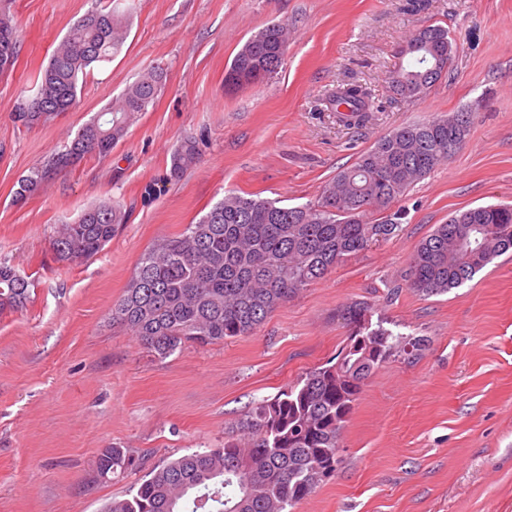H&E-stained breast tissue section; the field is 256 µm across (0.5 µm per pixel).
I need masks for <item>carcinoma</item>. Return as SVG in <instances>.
Segmentation results:
<instances>
[{
  "mask_svg": "<svg viewBox=\"0 0 512 512\" xmlns=\"http://www.w3.org/2000/svg\"><path fill=\"white\" fill-rule=\"evenodd\" d=\"M134 6L118 9L95 0L54 47L45 69L34 78L35 96L21 101L14 120L32 127L69 111L79 86L97 66L118 55L129 36ZM13 18L0 14V73L18 56ZM288 50L287 29L274 23L248 41L224 73V90L261 84L281 66ZM453 47L448 29L417 30L386 77L404 100H419L450 77ZM157 66L128 84L122 94L85 122L65 150L32 170L18 185L13 203L26 202L58 172L86 158H106L165 86ZM336 118L360 125L376 110L363 86L343 84L327 98ZM465 112L403 125L379 138L357 161L336 174L316 204L284 206L277 199L230 192L196 223L185 225L145 251L124 294L111 310L112 321L160 356L185 341L203 345L255 333L268 316L304 288L326 277L348 257L390 241L399 230L390 208L466 143L472 122ZM197 141L184 139L171 157L177 177L196 159ZM125 213L110 203L84 209L54 241L62 263H81L112 240ZM512 253V206L487 205L459 211L423 238L409 258V288L422 296L448 292L471 280L497 256ZM30 282L0 259V314L24 307ZM367 302L336 309L349 328L334 364H324L262 400L245 414L247 445L194 452L152 469L126 498L106 512H288L336 474L341 433L365 381L397 354L410 355L427 339L396 334L373 321ZM139 467L125 448L103 449L97 472L123 475Z\"/></svg>",
  "mask_w": 512,
  "mask_h": 512,
  "instance_id": "1",
  "label": "carcinoma"
}]
</instances>
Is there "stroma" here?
<instances>
[{
	"label": "stroma",
	"instance_id": "35a3bbf8",
	"mask_svg": "<svg viewBox=\"0 0 512 512\" xmlns=\"http://www.w3.org/2000/svg\"><path fill=\"white\" fill-rule=\"evenodd\" d=\"M20 30L0 75V257L32 281L23 310L0 315V512H105L146 472L241 438L239 420L336 357L348 330L337 306L374 305L398 332L428 344L392 358L365 383L342 432V463L292 512H512V255L473 280L423 297L410 255L455 212L512 204V0H137L130 35L94 69L75 106L26 129L13 119L33 78L90 0H0ZM287 24L288 54L268 83L224 91L245 41ZM447 28L452 74L419 100L390 92L396 51L418 29ZM164 91L111 157L53 176L23 206L19 181L70 142L144 70ZM368 87L382 108L360 126L324 99ZM469 109L466 143L396 204L399 235L348 258L276 309L253 335L185 342L160 357L113 323L141 254L196 223L229 192L318 202L328 183L398 126ZM186 136L200 154L178 178ZM129 214L104 249L56 261L52 242L87 206ZM126 448L140 469L100 479L102 449ZM198 155V144L196 140L184 139L174 150L171 157V177H179V174L196 159Z\"/></svg>",
	"mask_w": 512,
	"mask_h": 512
}]
</instances>
